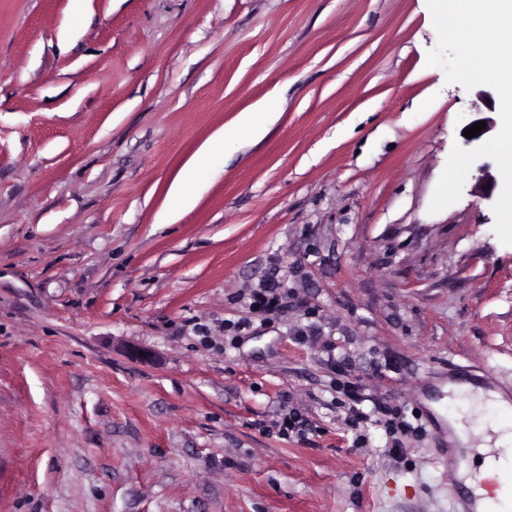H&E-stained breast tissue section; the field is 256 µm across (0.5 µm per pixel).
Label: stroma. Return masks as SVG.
Masks as SVG:
<instances>
[{
	"mask_svg": "<svg viewBox=\"0 0 512 512\" xmlns=\"http://www.w3.org/2000/svg\"><path fill=\"white\" fill-rule=\"evenodd\" d=\"M436 44L424 0H0V512H453L428 403L512 396V245L477 169L429 211L483 109ZM273 276L303 306L251 313ZM275 118V112H243L235 120V128L247 132L248 137H259ZM227 144L226 133L219 130L201 146L197 158L188 163L186 175L181 180L174 181L171 185L169 205L157 216L158 223L172 224L182 210L195 204L198 197L196 195L198 185L196 174L200 168V161L224 151ZM337 375L342 378H336V392L341 393L345 398L341 400V404L347 408L350 418L358 419L361 415V409L358 407L362 404L363 397L359 385L348 377L349 370L338 364ZM461 389H467V391L471 392L470 387L463 388L458 386H448V394L452 393L453 397H457L460 394ZM471 399L473 402L478 403V405L488 404L493 406L496 409H509L510 405L508 400L500 393L495 391L485 392L482 389H477L475 393H470ZM379 414V422L395 437L394 448H401L402 437L407 438L413 434V429L404 420L402 410L389 406L387 403H381L376 407ZM279 433L281 435L290 437V434H304L306 431L311 430L309 420L297 408L288 410L281 421L278 423Z\"/></svg>",
	"mask_w": 512,
	"mask_h": 512,
	"instance_id": "obj_1",
	"label": "stroma"
}]
</instances>
